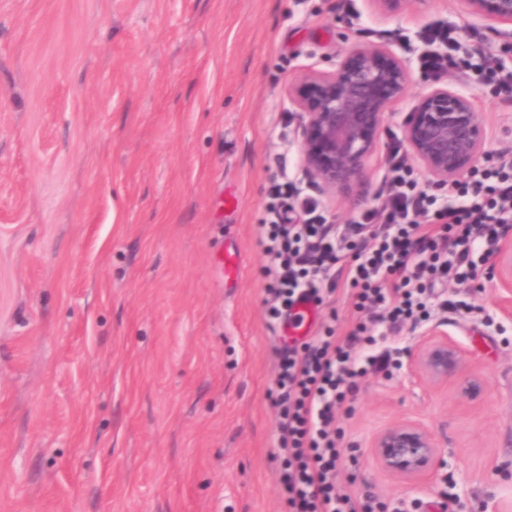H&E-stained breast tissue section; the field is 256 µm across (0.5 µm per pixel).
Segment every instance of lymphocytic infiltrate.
Returning <instances> with one entry per match:
<instances>
[{
    "label": "lymphocytic infiltrate",
    "mask_w": 512,
    "mask_h": 512,
    "mask_svg": "<svg viewBox=\"0 0 512 512\" xmlns=\"http://www.w3.org/2000/svg\"><path fill=\"white\" fill-rule=\"evenodd\" d=\"M390 172L383 203L345 225L328 223L294 183L269 191L259 238L268 259L269 314L296 331L278 347L274 397L278 448L286 458L278 484L289 512H376L372 497L354 498L337 487V412L352 401L360 378L400 364L391 351L377 350L373 329L399 332L425 314L433 288L475 280V254L492 256L512 222L510 159L449 185L456 206L419 188L403 159L393 158ZM293 197L302 200L297 224L285 219ZM340 288L366 320L343 336L329 327L320 336L304 333L299 305L321 306L324 294Z\"/></svg>",
    "instance_id": "obj_1"
}]
</instances>
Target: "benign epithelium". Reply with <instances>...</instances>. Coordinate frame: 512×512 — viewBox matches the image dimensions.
Wrapping results in <instances>:
<instances>
[{
	"mask_svg": "<svg viewBox=\"0 0 512 512\" xmlns=\"http://www.w3.org/2000/svg\"><path fill=\"white\" fill-rule=\"evenodd\" d=\"M383 15L399 13L409 0H372ZM468 13L488 23L494 34L512 39V0H465ZM407 65L380 44H354L330 72L308 69L288 87V105L300 117L297 143L300 174L327 195L360 202L366 161L372 154L385 114L408 95ZM486 131L475 112L473 96L437 86L423 94L404 123L410 154L425 167L436 186L467 171L482 150ZM498 286L512 291V240L494 253ZM411 366L433 384L457 383V395L476 399L481 379L468 369L464 352L448 334L431 329L410 353ZM372 455L385 471L414 480L433 473L439 448L422 423L398 420L372 440Z\"/></svg>",
	"mask_w": 512,
	"mask_h": 512,
	"instance_id": "1",
	"label": "benign epithelium"
}]
</instances>
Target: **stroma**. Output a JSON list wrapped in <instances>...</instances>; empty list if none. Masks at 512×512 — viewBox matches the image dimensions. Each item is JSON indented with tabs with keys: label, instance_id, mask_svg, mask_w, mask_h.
Listing matches in <instances>:
<instances>
[{
	"label": "stroma",
	"instance_id": "35a3bbf8",
	"mask_svg": "<svg viewBox=\"0 0 512 512\" xmlns=\"http://www.w3.org/2000/svg\"><path fill=\"white\" fill-rule=\"evenodd\" d=\"M497 51L462 0L393 15L370 0H0V512H287L277 485L279 334L258 226L296 178L289 82L335 70L351 45L391 48L411 86L385 118L361 207L376 204L419 95L465 88L512 157V101L470 72L426 71L424 28ZM237 255L227 277L218 258ZM466 314L431 307L484 381L475 405L401 368L360 379L339 414V483L387 512H500L512 501V291L449 283ZM400 419L431 430L421 481L381 469L370 442Z\"/></svg>",
	"mask_w": 512,
	"mask_h": 512
}]
</instances>
